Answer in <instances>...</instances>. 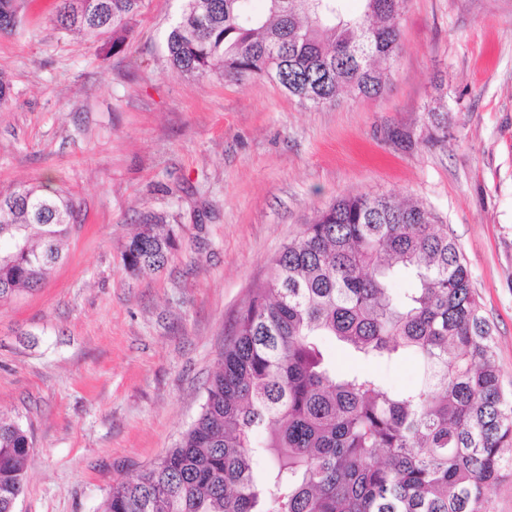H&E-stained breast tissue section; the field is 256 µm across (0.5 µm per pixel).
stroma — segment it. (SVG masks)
Segmentation results:
<instances>
[{
	"label": "stroma",
	"mask_w": 512,
	"mask_h": 512,
	"mask_svg": "<svg viewBox=\"0 0 512 512\" xmlns=\"http://www.w3.org/2000/svg\"><path fill=\"white\" fill-rule=\"evenodd\" d=\"M0 34V192L69 190L83 222L41 288L0 302V415L31 447L15 512H98L196 419L224 341L284 244L337 198L390 194L448 227L512 393V0H408L389 90L312 107L277 84L175 76L182 0H144L123 50L18 0ZM448 137L406 150L393 131ZM173 226L149 276L139 219ZM139 225V231L129 240L124 252L125 269L136 276L160 268L176 245L174 229L164 224L162 217L145 215Z\"/></svg>",
	"instance_id": "1"
}]
</instances>
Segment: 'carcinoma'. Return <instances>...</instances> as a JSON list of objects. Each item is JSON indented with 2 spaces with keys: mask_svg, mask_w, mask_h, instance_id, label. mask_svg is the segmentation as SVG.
<instances>
[{
  "mask_svg": "<svg viewBox=\"0 0 512 512\" xmlns=\"http://www.w3.org/2000/svg\"><path fill=\"white\" fill-rule=\"evenodd\" d=\"M183 0L166 49L170 72L268 79L320 106L384 93L401 50L407 0ZM143 0H59L57 27L112 34L122 47ZM0 0V33L16 30ZM81 210L70 192L23 184L0 193V300L41 287ZM176 245L156 215L124 252L136 275ZM404 272L416 287L394 291ZM419 384L395 388L330 348ZM512 398L492 329L448 225L387 194L342 196L272 258L224 342L205 402L176 447L112 486L102 512H489L485 491L512 467ZM263 451L271 463L259 468ZM29 437L0 417V512L23 492ZM387 381L395 387H408L419 383L420 367L416 359L408 357L389 369L382 371Z\"/></svg>",
  "mask_w": 512,
  "mask_h": 512,
  "instance_id": "obj_1",
  "label": "carcinoma"
}]
</instances>
